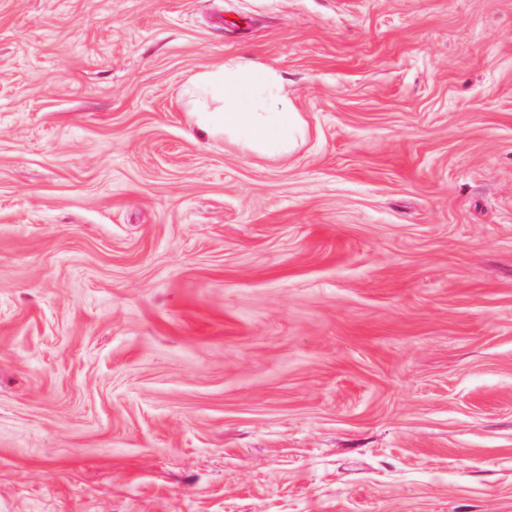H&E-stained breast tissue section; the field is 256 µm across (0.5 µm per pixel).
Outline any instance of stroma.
Returning a JSON list of instances; mask_svg holds the SVG:
<instances>
[{
    "mask_svg": "<svg viewBox=\"0 0 512 512\" xmlns=\"http://www.w3.org/2000/svg\"><path fill=\"white\" fill-rule=\"evenodd\" d=\"M0 512H512V0H0ZM185 95L193 126L229 137L245 154L282 158L305 133L280 75L266 65L225 61L195 75Z\"/></svg>",
    "mask_w": 512,
    "mask_h": 512,
    "instance_id": "35a3bbf8",
    "label": "stroma"
}]
</instances>
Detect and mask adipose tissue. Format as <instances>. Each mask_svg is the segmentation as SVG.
Masks as SVG:
<instances>
[{
    "mask_svg": "<svg viewBox=\"0 0 512 512\" xmlns=\"http://www.w3.org/2000/svg\"><path fill=\"white\" fill-rule=\"evenodd\" d=\"M185 94L193 126L229 137L246 154L282 158L305 133L280 75L265 65L224 62L195 75Z\"/></svg>",
    "mask_w": 512,
    "mask_h": 512,
    "instance_id": "1",
    "label": "adipose tissue"
}]
</instances>
